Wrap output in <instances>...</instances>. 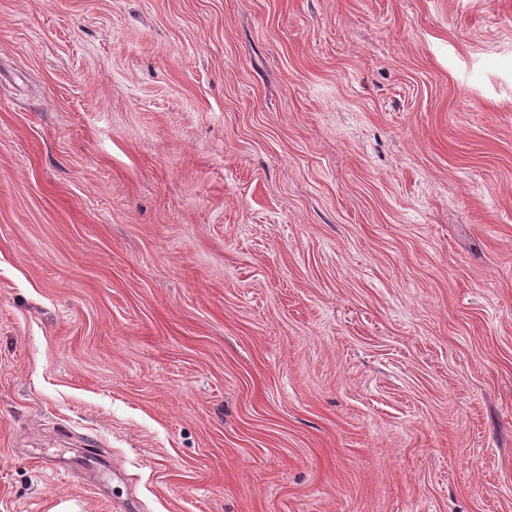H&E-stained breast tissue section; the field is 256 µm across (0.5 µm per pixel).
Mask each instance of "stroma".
<instances>
[{
	"label": "stroma",
	"mask_w": 512,
	"mask_h": 512,
	"mask_svg": "<svg viewBox=\"0 0 512 512\" xmlns=\"http://www.w3.org/2000/svg\"><path fill=\"white\" fill-rule=\"evenodd\" d=\"M0 512H512V0H0Z\"/></svg>",
	"instance_id": "stroma-1"
}]
</instances>
